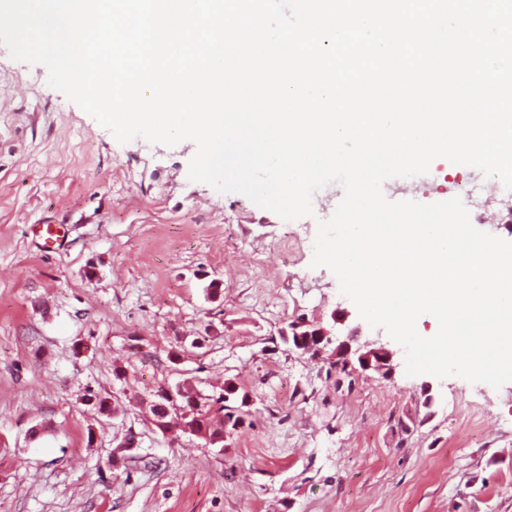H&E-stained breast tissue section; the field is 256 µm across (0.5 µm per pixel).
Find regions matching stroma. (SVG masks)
I'll return each instance as SVG.
<instances>
[{
  "instance_id": "obj_1",
  "label": "stroma",
  "mask_w": 512,
  "mask_h": 512,
  "mask_svg": "<svg viewBox=\"0 0 512 512\" xmlns=\"http://www.w3.org/2000/svg\"><path fill=\"white\" fill-rule=\"evenodd\" d=\"M195 152L119 143L0 45V512H512V382L435 377L424 407L401 345L313 265L343 186L286 221L189 180ZM463 178L486 180L444 161L383 192L446 201ZM300 319L360 328L395 373L289 352ZM188 378L247 394L223 448L151 426L156 394Z\"/></svg>"
}]
</instances>
